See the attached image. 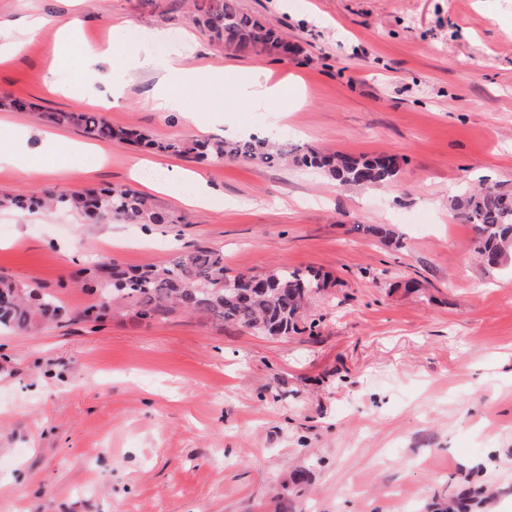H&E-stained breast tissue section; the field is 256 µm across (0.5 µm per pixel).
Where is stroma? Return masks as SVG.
Instances as JSON below:
<instances>
[{
  "instance_id": "obj_1",
  "label": "stroma",
  "mask_w": 512,
  "mask_h": 512,
  "mask_svg": "<svg viewBox=\"0 0 512 512\" xmlns=\"http://www.w3.org/2000/svg\"><path fill=\"white\" fill-rule=\"evenodd\" d=\"M280 28L294 55L214 43L187 0H0V151L16 131L50 157L93 145L41 115L69 111V92L125 93L112 127L186 139L182 114L151 101L153 71L110 70L103 50L131 32L159 59L297 79L278 126L236 112L210 140L241 132L288 148L395 154L388 184L338 190L293 165L195 162L223 197L190 208L149 192L169 224H85L71 213L0 210V275L55 294L72 319L0 331V512H433L482 492L468 512H512V271L485 274L473 231L448 211L478 182L512 186V0H238ZM41 27H29L32 17ZM80 22L53 62L55 18ZM56 132L58 142L44 136ZM95 170L76 164L20 176L0 164V193L142 191L143 151L105 142ZM361 224H389L400 249ZM198 248L235 273L315 267L330 285L308 303L315 333L261 336L180 311L155 321L125 308L94 326L97 303L72 284L105 261L166 265Z\"/></svg>"
}]
</instances>
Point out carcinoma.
I'll list each match as a JSON object with an SVG mask.
<instances>
[{
  "instance_id": "obj_1",
  "label": "carcinoma",
  "mask_w": 512,
  "mask_h": 512,
  "mask_svg": "<svg viewBox=\"0 0 512 512\" xmlns=\"http://www.w3.org/2000/svg\"><path fill=\"white\" fill-rule=\"evenodd\" d=\"M195 23L211 39L236 52L286 57L293 53L288 39L277 29L240 11L236 0H192ZM56 125H70L103 140L116 139L198 161L242 160L268 166L292 162L302 169L321 172L339 188H370L396 179L398 158L382 154L373 158L339 151L288 150L270 140L170 141L157 143L134 128H114L97 112H50ZM61 209L76 214L85 224H170L172 219L156 210L133 190L112 187L81 193L44 191L31 195L0 196V208L33 211ZM448 208L471 225L473 254L487 272L512 266V189L501 186L463 192L448 198ZM367 231L387 246L401 245L393 227L371 224ZM240 275L224 268V255L198 248L172 263L145 269H124L103 263L83 280L88 292H101L105 302L96 307L93 321H102L116 307L132 303L144 320L175 310L207 316L266 336L286 337L309 330L303 312L312 296L326 288L328 278L313 268H275L239 282ZM66 323L69 312L58 298L38 287L0 278V330L25 333L36 321Z\"/></svg>"
}]
</instances>
